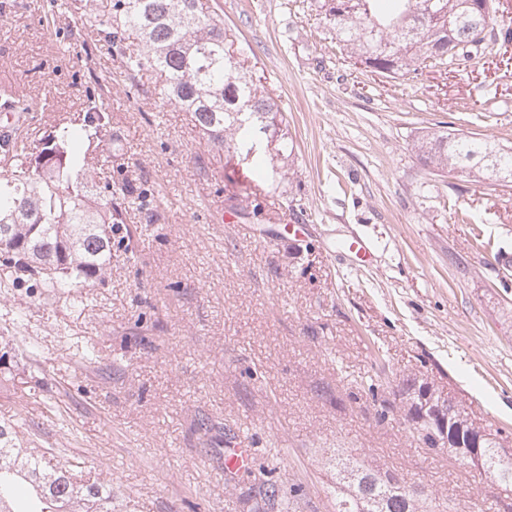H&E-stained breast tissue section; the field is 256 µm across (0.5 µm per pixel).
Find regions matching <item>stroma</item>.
Returning a JSON list of instances; mask_svg holds the SVG:
<instances>
[{
  "instance_id": "1",
  "label": "stroma",
  "mask_w": 512,
  "mask_h": 512,
  "mask_svg": "<svg viewBox=\"0 0 512 512\" xmlns=\"http://www.w3.org/2000/svg\"><path fill=\"white\" fill-rule=\"evenodd\" d=\"M321 0H209L284 109L294 161L264 179L210 152L189 114L92 33L87 0H0V88L40 103L30 147L102 95L119 137L107 173L143 191L87 295L0 288L14 382L0 421L112 483V512H335L337 449L420 482L452 512H499L478 471L379 420L380 368L453 399L512 449V186L427 166L437 129L512 147V39L476 69L386 78L336 46ZM206 170H198L197 157ZM473 215L455 221L453 209ZM491 238L501 260L475 247ZM364 242L362 258L350 242ZM251 472L224 480L234 434ZM296 499H289V487Z\"/></svg>"
}]
</instances>
